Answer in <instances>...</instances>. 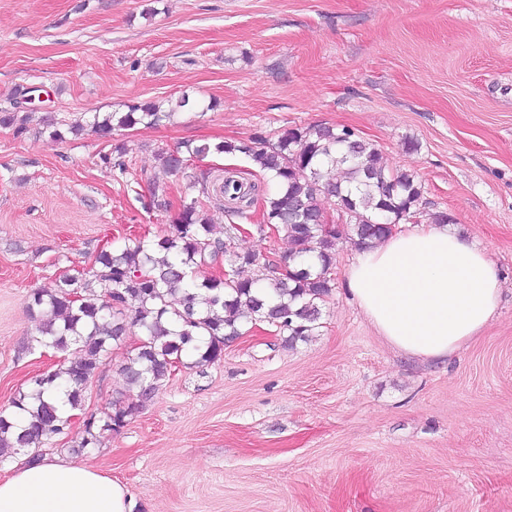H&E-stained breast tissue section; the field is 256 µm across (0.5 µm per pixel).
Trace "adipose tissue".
Masks as SVG:
<instances>
[{"label": "adipose tissue", "mask_w": 512, "mask_h": 512, "mask_svg": "<svg viewBox=\"0 0 512 512\" xmlns=\"http://www.w3.org/2000/svg\"><path fill=\"white\" fill-rule=\"evenodd\" d=\"M345 278L379 336L420 360L448 357L478 336L501 292L488 255L440 224L358 251ZM0 512H131V501L92 466L46 458L0 480Z\"/></svg>", "instance_id": "obj_1"}]
</instances>
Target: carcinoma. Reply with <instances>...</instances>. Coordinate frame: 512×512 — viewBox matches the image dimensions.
I'll return each instance as SVG.
<instances>
[{
    "label": "carcinoma",
    "instance_id": "cac0c4a2",
    "mask_svg": "<svg viewBox=\"0 0 512 512\" xmlns=\"http://www.w3.org/2000/svg\"><path fill=\"white\" fill-rule=\"evenodd\" d=\"M173 115L174 110L157 103L138 102L127 105L125 112H96L83 123L64 125L50 119L46 126L53 140L87 129L110 143L117 128L158 125ZM29 122L30 112L18 96L10 107L0 108V127L17 137L27 133ZM186 153L244 156L277 186L275 194L261 199L258 229L282 233L293 245L280 263L283 271L270 290L259 288L272 264L261 263L253 251L231 246L241 233L238 223L224 225V240L213 238L208 177L188 173L183 152L160 153L164 173L186 178L199 188V195L183 201L172 233L134 238L117 251L102 246L95 256L100 291L88 289L78 271L31 292L28 311L40 317L36 342L58 352L74 347L80 355L31 377L27 390L12 401V410L0 412V463L6 461V448L26 452L31 461L43 457L44 445L66 433L72 422V417L60 416L56 402L45 393H61L72 409L82 410L102 357L134 326L142 332L140 344L120 365L133 395L116 402L102 418L83 421L82 449L100 447L106 433L126 426L184 359H192L195 367L220 361L225 343L243 335L249 324L276 328L288 347L308 340L321 327L320 304L334 286L339 243L373 246L393 226L422 214V186L416 175L387 169L376 144L343 126L285 128L274 141L255 133L244 140L188 145ZM126 156L127 148L115 144L100 159L123 176ZM254 190L255 185L236 179L234 169H224L220 193L230 204V215L247 218L238 203L252 204ZM166 196V183L152 181L149 205L168 207ZM325 199L339 205L345 223L321 227ZM220 264L229 267L222 276L197 275L202 266ZM245 268L253 275L239 276Z\"/></svg>",
    "mask_w": 512,
    "mask_h": 512
}]
</instances>
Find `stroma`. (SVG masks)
Returning <instances> with one entry per match:
<instances>
[{
    "mask_svg": "<svg viewBox=\"0 0 512 512\" xmlns=\"http://www.w3.org/2000/svg\"><path fill=\"white\" fill-rule=\"evenodd\" d=\"M38 90L25 136L0 128V412L61 352L34 340L29 294L64 275L94 283L96 250L170 234L147 208L158 154L184 143L352 128L388 169L415 173L425 212L494 261L495 319L462 350L421 361L394 350L353 302L343 243L322 326L287 347L259 325L223 359L179 367L139 415L78 451L84 417L127 385L131 329L87 387L80 418L47 457L79 458L121 483L133 512H512V0H0V107ZM190 107L116 131V177L68 123L128 104ZM415 149H406V141ZM238 249L278 263L286 237L244 224Z\"/></svg>",
    "mask_w": 512,
    "mask_h": 512,
    "instance_id": "obj_1",
    "label": "stroma"
}]
</instances>
